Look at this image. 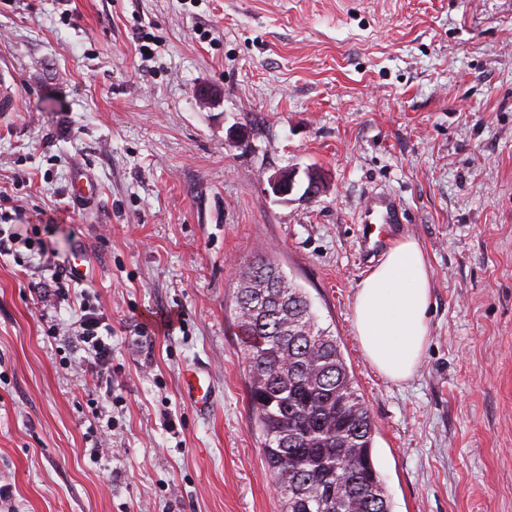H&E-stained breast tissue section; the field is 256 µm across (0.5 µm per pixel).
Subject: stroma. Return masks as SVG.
<instances>
[{"label": "stroma", "mask_w": 512, "mask_h": 512, "mask_svg": "<svg viewBox=\"0 0 512 512\" xmlns=\"http://www.w3.org/2000/svg\"><path fill=\"white\" fill-rule=\"evenodd\" d=\"M0 69V225L33 241L0 256V512H282L234 325L261 257L336 336L393 512H512V0H0ZM309 168L318 198L272 192ZM383 192L433 281L400 383L352 325L356 218ZM84 303L83 311L86 314L82 315L81 322L79 323L80 336L79 339L84 344H88L87 349L93 353L94 363H98L101 366L107 368L110 363L111 348L102 339L98 337L97 329L99 328V321L93 317V312ZM89 312V313H88ZM205 371L195 367L188 371L184 377V392L194 407L200 412H207L213 400V389L207 382Z\"/></svg>", "instance_id": "stroma-1"}]
</instances>
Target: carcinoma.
Masks as SVG:
<instances>
[{
    "instance_id": "cac0c4a2",
    "label": "carcinoma",
    "mask_w": 512,
    "mask_h": 512,
    "mask_svg": "<svg viewBox=\"0 0 512 512\" xmlns=\"http://www.w3.org/2000/svg\"><path fill=\"white\" fill-rule=\"evenodd\" d=\"M247 269L235 326L283 512H392L372 456L376 426L336 338L277 264L261 260Z\"/></svg>"
}]
</instances>
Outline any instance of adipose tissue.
<instances>
[{"label": "adipose tissue", "mask_w": 512, "mask_h": 512, "mask_svg": "<svg viewBox=\"0 0 512 512\" xmlns=\"http://www.w3.org/2000/svg\"><path fill=\"white\" fill-rule=\"evenodd\" d=\"M431 271L420 243L392 247L356 291L352 320L369 363L394 381L408 379L430 334Z\"/></svg>", "instance_id": "1"}]
</instances>
